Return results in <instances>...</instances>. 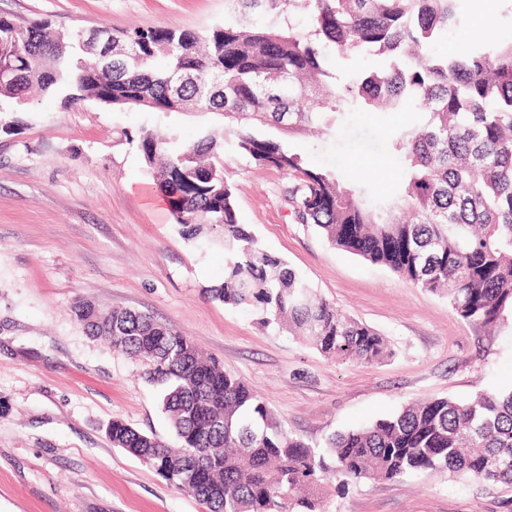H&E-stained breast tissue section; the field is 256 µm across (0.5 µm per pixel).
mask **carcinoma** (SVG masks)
I'll return each instance as SVG.
<instances>
[{"label":"carcinoma","mask_w":512,"mask_h":512,"mask_svg":"<svg viewBox=\"0 0 512 512\" xmlns=\"http://www.w3.org/2000/svg\"><path fill=\"white\" fill-rule=\"evenodd\" d=\"M282 16L304 7L311 30L226 23L204 35L158 26L114 32L142 56L139 68L100 72L79 31L45 19L18 25L0 13V112H25L31 93L65 110L87 98L176 112L190 101L224 116L234 148L294 180L288 204L336 248L448 297L464 320L494 329L512 314V42L485 37L462 56L422 54L461 20L464 0H229ZM362 47L389 62L336 89L326 50ZM421 120L390 141L404 170L396 196L362 195L342 167L305 165L287 139L323 135L336 116L399 111ZM224 133L138 135V148L188 240L224 250V280L206 295L285 324L323 354L377 364L393 355L365 323L339 314L239 223L224 179ZM86 332L145 367L163 390L172 447L120 420L107 433L205 512H322L323 491L348 481L399 480L428 471L512 485V390L468 400L432 398L331 437L328 451L285 431L243 380L203 357L193 341L139 311L72 307ZM342 477L335 484L333 479Z\"/></svg>","instance_id":"cac0c4a2"}]
</instances>
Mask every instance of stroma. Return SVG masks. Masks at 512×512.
Instances as JSON below:
<instances>
[{"mask_svg":"<svg viewBox=\"0 0 512 512\" xmlns=\"http://www.w3.org/2000/svg\"><path fill=\"white\" fill-rule=\"evenodd\" d=\"M464 24L429 53L459 54L462 32L495 15L512 38L507 0H463ZM18 24L46 18L88 32L165 26L204 32L248 23L226 0H0ZM0 131V512H203L122 449L115 419L166 442L174 437L143 365L87 335L75 300L129 308L173 325L261 396L288 432L313 445L391 416L427 397L467 399L512 385V320L490 330L460 318L446 297L332 246L296 223L293 180L224 149V177L241 223L338 311L380 331L394 351L364 366L327 357L263 325L250 310L204 296L224 278V252L185 240L167 207L147 206L154 184L137 146L141 129L195 138L223 116L148 112L87 100L61 111L40 97ZM407 112L345 114L337 135L291 140L312 167L356 169L367 195L395 192L402 171L388 144ZM328 512H512V487L427 472L361 480Z\"/></svg>","mask_w":512,"mask_h":512,"instance_id":"stroma-1","label":"stroma"}]
</instances>
